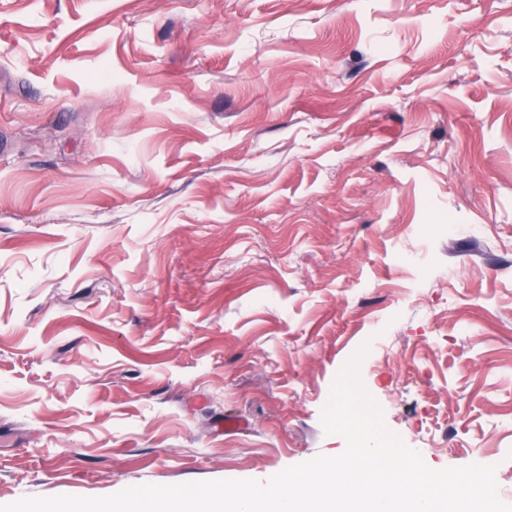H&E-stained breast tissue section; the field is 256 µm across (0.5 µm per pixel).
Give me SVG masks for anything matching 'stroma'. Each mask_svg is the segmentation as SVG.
Segmentation results:
<instances>
[{
	"instance_id": "stroma-1",
	"label": "stroma",
	"mask_w": 512,
	"mask_h": 512,
	"mask_svg": "<svg viewBox=\"0 0 512 512\" xmlns=\"http://www.w3.org/2000/svg\"><path fill=\"white\" fill-rule=\"evenodd\" d=\"M359 351L512 504V0H0V505L339 455Z\"/></svg>"
}]
</instances>
